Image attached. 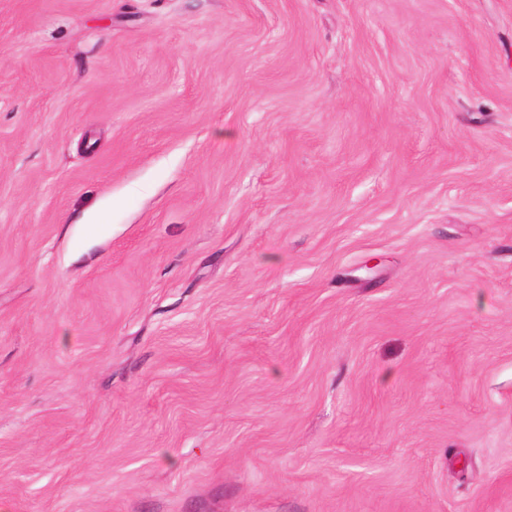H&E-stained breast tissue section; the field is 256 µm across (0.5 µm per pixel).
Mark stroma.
<instances>
[{"label":"stroma","mask_w":512,"mask_h":512,"mask_svg":"<svg viewBox=\"0 0 512 512\" xmlns=\"http://www.w3.org/2000/svg\"><path fill=\"white\" fill-rule=\"evenodd\" d=\"M0 512H512V0H0Z\"/></svg>","instance_id":"stroma-1"}]
</instances>
